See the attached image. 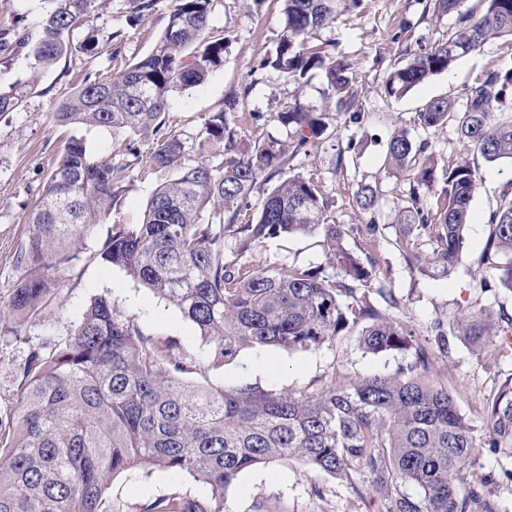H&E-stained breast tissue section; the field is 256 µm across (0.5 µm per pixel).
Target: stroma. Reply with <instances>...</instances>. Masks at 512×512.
<instances>
[{
  "mask_svg": "<svg viewBox=\"0 0 512 512\" xmlns=\"http://www.w3.org/2000/svg\"><path fill=\"white\" fill-rule=\"evenodd\" d=\"M173 6V0H157L153 13L133 25L128 20L127 0H96L98 29L125 33L117 55L93 60L75 48L43 71L34 69L26 54L13 59L9 79L21 83L33 80L37 87L20 111L0 116V307L8 306L22 276L14 254L27 237V215L68 138L85 139L94 155L116 161L123 158L127 143L124 134L85 126L63 129L55 123V111L86 72L117 73L148 54L160 39ZM455 25V16L424 14L422 0H361L355 9L349 0H339L334 20L320 30L318 39L335 45L353 65L361 111L355 120L344 114L337 116L331 134L318 138L309 154L293 160L295 170L317 173L332 189L337 223L352 228L344 239L345 247L352 251L363 241L356 227L367 221L366 215L354 208L353 193L364 182L379 185L375 218L380 230L371 252L380 266L390 271L380 284L390 289L395 299L393 315L420 333L434 321L449 322L463 316L482 301L479 282L495 274L493 265L482 260L487 219L506 183L512 180V163H480L479 188L470 205L461 263L446 276L409 273L394 246V218L409 185L387 176L384 170L391 135L397 129H407L416 139L427 140L438 163L446 164L464 151L454 126L422 130L415 124L417 112L427 101L438 98L450 99L457 109H464L466 91L477 77L494 68L512 67V38L493 39L405 96H386L383 81L387 74ZM282 28L280 0H216L209 35L223 40L224 63L201 86L172 94L166 114L168 128L192 133L206 114L220 109L232 96L238 98V110L246 116L243 128L250 139L267 135L287 139V128L274 122L272 116L292 98L319 111H333V102L323 96L320 72H311L309 80L297 89L279 72L262 67V60L274 54ZM339 157L344 160L340 166L335 163ZM110 230V225H96L69 261L52 271V304L42 315L20 321L0 317L1 409L18 404L21 379L17 366L29 351L46 338L67 337L90 301L98 296L110 302L116 317L132 320L144 335L167 343L172 360L185 368L183 381L214 390L252 385L297 396L331 372L352 377L388 374L411 358L407 352L364 353L358 347L360 329L352 326L334 341L307 352L257 346L241 350L233 359L218 360L213 343L202 337L199 328L178 307L145 288L124 269L99 259L98 252ZM319 241L316 235L269 240L247 253L246 260L260 266L274 261L297 263L335 274L336 268ZM511 372V363L490 354L476 359L454 338L448 355L435 358L431 376L455 389L461 413L479 429L487 395ZM315 485L322 488V498L312 496ZM171 494L205 499L210 487L186 474L158 470L148 475L132 468L108 478L105 489L111 512H144L152 500ZM259 501L265 502L268 512L385 510L384 501L372 491L366 477L357 475L347 482L288 459L241 473L225 492L227 512H254Z\"/></svg>",
  "mask_w": 512,
  "mask_h": 512,
  "instance_id": "obj_1",
  "label": "stroma"
}]
</instances>
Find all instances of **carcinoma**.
<instances>
[{"label":"carcinoma","instance_id":"carcinoma-1","mask_svg":"<svg viewBox=\"0 0 512 512\" xmlns=\"http://www.w3.org/2000/svg\"><path fill=\"white\" fill-rule=\"evenodd\" d=\"M35 32L0 31V115L20 109L34 85L4 81L15 52L26 49L35 68L48 69L72 49L74 32L99 58L119 52L124 33L100 37L93 0H48ZM157 0H129V21L140 22ZM334 0H283L284 29L264 66L297 85L309 72L325 78L324 95L336 112H358L350 63L313 44L334 15ZM425 0V12L458 16L455 30L391 71L385 93L400 97L447 70L489 40L512 37V0ZM215 0H176L157 45L126 69L104 76L87 72L55 112L63 127L110 128L128 136L150 134L147 155L128 146L114 162L91 154L81 138L65 146L27 218L29 234L16 251L24 270L9 313L19 319L44 310L51 296L49 271L98 224L112 230L98 253L154 293L173 302L231 359L245 347L308 351L364 323L360 348L370 354L409 351L413 359L393 375L352 378L340 372L300 396L251 385L230 390L191 388L183 365L130 320L114 316L102 297L91 301L63 341L47 340L22 366L18 408L0 411V512H109L107 478L131 468L188 474L210 486L207 499L171 495L147 512H224V493L238 475L276 459H297L310 469L352 480L365 471L386 512H496L490 492L512 481V467L475 471L476 449L512 457V373L486 398L482 433L461 414L448 385L430 378L435 352L448 354L451 334L480 357L501 358L512 334V314L478 303L444 327L416 338L404 321L363 300L357 290L377 277L378 263L363 246L343 244L344 225L333 220L332 190L311 175L291 172L308 153L310 137L333 125L330 113L294 99L275 119L293 130L290 141L246 140L234 98L203 118L192 136L166 128L174 92L203 84L224 60V40H208ZM512 69L490 70L466 92L465 109L431 99L417 125L437 130L453 123L459 141L487 162L512 160V108L505 105ZM426 140L396 131L386 151L388 174L409 182L395 218V245L409 271L448 274L465 248L470 204L478 186L475 162L464 156L438 167ZM156 175L157 186L140 224L112 219L135 174ZM433 191V201L420 187ZM379 188L360 184L356 208L373 214ZM486 259L499 257L494 283L480 291L512 293V182L488 219ZM317 233L342 278L296 264L263 267L228 260L224 243L243 255L269 239Z\"/></svg>","mask_w":512,"mask_h":512}]
</instances>
